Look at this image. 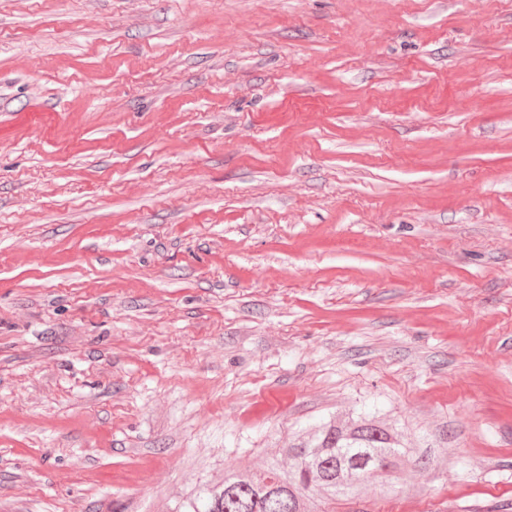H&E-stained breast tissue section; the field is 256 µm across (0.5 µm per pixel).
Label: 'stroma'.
<instances>
[{
    "label": "stroma",
    "instance_id": "35a3bbf8",
    "mask_svg": "<svg viewBox=\"0 0 512 512\" xmlns=\"http://www.w3.org/2000/svg\"><path fill=\"white\" fill-rule=\"evenodd\" d=\"M371 413L312 512H512V0H0V512H171Z\"/></svg>",
    "mask_w": 512,
    "mask_h": 512
}]
</instances>
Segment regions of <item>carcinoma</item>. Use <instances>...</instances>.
<instances>
[{
  "label": "carcinoma",
  "instance_id": "obj_1",
  "mask_svg": "<svg viewBox=\"0 0 512 512\" xmlns=\"http://www.w3.org/2000/svg\"><path fill=\"white\" fill-rule=\"evenodd\" d=\"M404 436L373 414L346 423L329 421L282 449L257 471L228 470L220 486L191 493L173 512H307L310 494L334 501L359 495L363 485L389 489L401 465L425 468Z\"/></svg>",
  "mask_w": 512,
  "mask_h": 512
}]
</instances>
